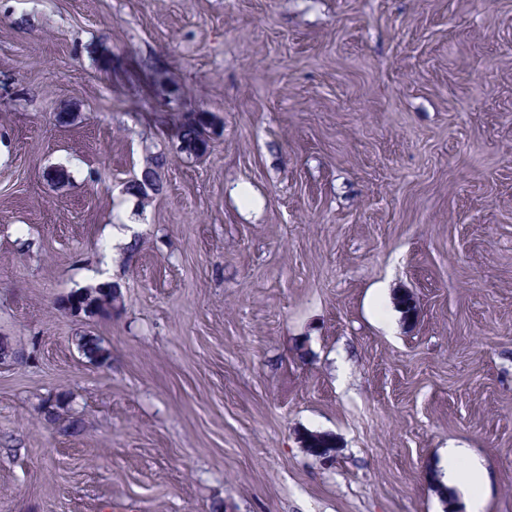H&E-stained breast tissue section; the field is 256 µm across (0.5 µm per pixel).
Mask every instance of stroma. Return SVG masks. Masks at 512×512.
<instances>
[{
    "label": "stroma",
    "mask_w": 512,
    "mask_h": 512,
    "mask_svg": "<svg viewBox=\"0 0 512 512\" xmlns=\"http://www.w3.org/2000/svg\"><path fill=\"white\" fill-rule=\"evenodd\" d=\"M0 336V512H512V0H0ZM176 138L180 142V150L196 158L205 155L209 148L210 114L206 112H190L180 114L175 119ZM167 164L168 158L163 153L154 156L142 170L145 180H142L140 177L131 181L126 187L127 191L133 195H146L147 189L155 193L161 192L163 189L161 172ZM147 178L149 182L146 181ZM83 288L71 290L62 296L58 301L59 310L66 313L70 305V309L79 308L87 317L111 318L112 311L119 306L121 301L120 293L113 292L111 295L110 288L112 286L109 283L98 285V291L94 296L86 294ZM468 491V512H481L483 506L484 475L478 465L468 461L464 448H446L439 483L455 485L461 483Z\"/></svg>",
    "instance_id": "obj_1"
}]
</instances>
